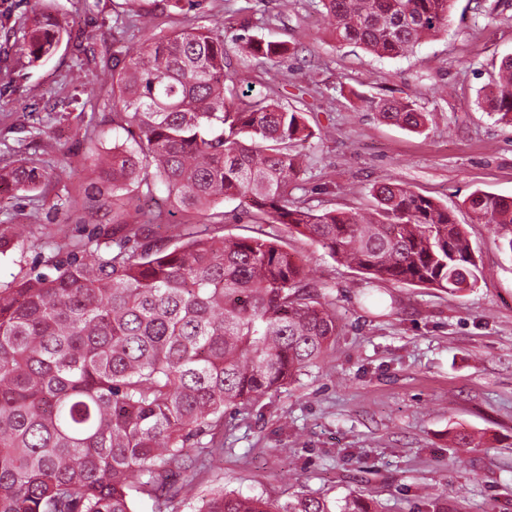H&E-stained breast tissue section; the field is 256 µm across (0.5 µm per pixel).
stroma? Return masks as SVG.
Listing matches in <instances>:
<instances>
[{
    "label": "stroma",
    "instance_id": "35a3bbf8",
    "mask_svg": "<svg viewBox=\"0 0 512 512\" xmlns=\"http://www.w3.org/2000/svg\"><path fill=\"white\" fill-rule=\"evenodd\" d=\"M34 0H0V168L38 161L55 176L42 191L0 194V234L25 224V244L0 254V284L42 271L44 259L108 242L112 199H96L94 153L130 142L112 124L113 55L181 27L220 26L235 96L266 97L304 112L318 135L297 147L298 197L314 210L363 213L373 184L402 183L447 205L483 277L449 292L367 283L307 237L264 225L304 261L338 332L325 359L250 409H227L224 444L203 487L287 501L311 494L377 512H512V255L463 201L476 189L512 197V128L477 105L512 54V0H454L446 33L414 54L380 59L336 43L319 0H199L180 9L138 0H43L72 35L48 60L18 58ZM249 34L288 44L278 62L240 56ZM411 95L428 112L423 133L382 122L372 103ZM473 435L456 447L453 433Z\"/></svg>",
    "mask_w": 512,
    "mask_h": 512
}]
</instances>
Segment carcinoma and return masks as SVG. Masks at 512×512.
<instances>
[{
    "instance_id": "cac0c4a2",
    "label": "carcinoma",
    "mask_w": 512,
    "mask_h": 512,
    "mask_svg": "<svg viewBox=\"0 0 512 512\" xmlns=\"http://www.w3.org/2000/svg\"><path fill=\"white\" fill-rule=\"evenodd\" d=\"M336 41L379 58L406 56L448 29L453 0H320ZM65 21L32 8L15 53L51 57ZM245 53L280 59L282 42L241 38ZM234 73L219 27L150 40L112 65V123L136 136L97 157L112 201L161 184L199 217L158 244L131 236L0 287V512H155L197 497L196 477L221 461L207 439L229 407L246 409L323 359L336 315L305 265L278 239L216 236L214 208L249 202L252 224H283L372 282L461 292L483 272L448 207L409 187L373 188L375 213L315 212L291 198L288 145L314 132L275 101H228ZM512 126V56L478 95ZM379 117L413 132L428 122L414 96L382 98ZM51 173L32 160L0 170V186L34 192ZM464 204L512 253V198L477 189ZM196 512H369L298 494L280 504L215 487Z\"/></svg>"
}]
</instances>
